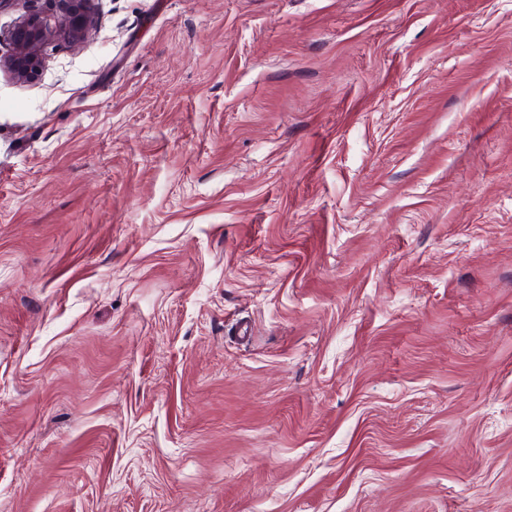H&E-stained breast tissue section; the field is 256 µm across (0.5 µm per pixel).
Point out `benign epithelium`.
<instances>
[{"label": "benign epithelium", "instance_id": "benign-epithelium-1", "mask_svg": "<svg viewBox=\"0 0 512 512\" xmlns=\"http://www.w3.org/2000/svg\"><path fill=\"white\" fill-rule=\"evenodd\" d=\"M96 0H0V10L22 6L21 21L9 34L10 53L0 56V70L19 81L43 72L47 51L57 44L78 48L97 28Z\"/></svg>", "mask_w": 512, "mask_h": 512}]
</instances>
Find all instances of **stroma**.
I'll use <instances>...</instances> for the list:
<instances>
[{"label": "stroma", "mask_w": 512, "mask_h": 512, "mask_svg": "<svg viewBox=\"0 0 512 512\" xmlns=\"http://www.w3.org/2000/svg\"><path fill=\"white\" fill-rule=\"evenodd\" d=\"M0 71V512H512V0H97Z\"/></svg>", "instance_id": "stroma-1"}]
</instances>
